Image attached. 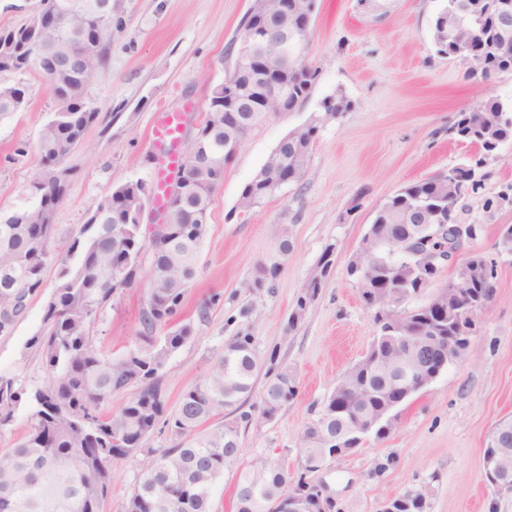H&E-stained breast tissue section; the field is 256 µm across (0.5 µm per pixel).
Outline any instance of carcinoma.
Segmentation results:
<instances>
[{
  "label": "carcinoma",
  "instance_id": "1",
  "mask_svg": "<svg viewBox=\"0 0 512 512\" xmlns=\"http://www.w3.org/2000/svg\"><path fill=\"white\" fill-rule=\"evenodd\" d=\"M459 0H440L433 21L437 53L458 57L456 42L439 37L440 16L453 12ZM499 0H486V15L468 22L474 42L485 44L487 69L477 75L484 82L496 74L512 71L500 57L512 54V40L498 38L495 30ZM97 27V39L110 45L112 17L74 14L63 23L36 30L32 23L0 28V72L29 69L27 45L39 40L42 53H61L60 44L86 36ZM307 81L288 77L284 88L290 108L304 102L315 83L316 70ZM56 93H66L71 85L88 77L73 69L48 76ZM11 86L0 84V118L23 112L7 97ZM206 120L189 142L188 158L177 171L180 196L171 203L167 238L172 250H149L137 235L138 215L145 208L149 190L141 180L115 187L92 211L80 236L59 247L57 229L45 223V212L58 210L67 197L69 181L44 188L30 184L29 192L13 207L14 220H0V335L12 333L27 313L31 300L45 286L50 257L61 255V269L55 292L45 306L44 332L30 339L39 353L48 382L28 393L15 387L10 378L0 376V427L12 421L21 402L30 408L31 426L12 450L0 457V512H103L114 449L122 457L142 450L145 438L158 423L170 429L177 443L161 450L147 449L149 460L128 497L126 512H210L211 491L224 470L240 463L239 438L230 442L224 425L204 429L206 422L240 409L252 392L257 361L252 338L237 336L224 346L206 377L185 391L175 410L166 413L159 372L168 357L192 336V326L176 319L187 288L196 276L201 245L208 228L214 187L224 177V140L230 129L224 126V85L213 88ZM512 103L491 97L477 107L457 113L450 132L458 140L475 144L480 157L468 166L455 168L463 185L454 200L459 206L469 192L485 179H472V168H484L499 146L512 140ZM98 119L97 110L85 98L67 112H54L41 130L37 152L40 165L51 170L66 162L68 147H76ZM315 130L303 137H286L277 146L282 166L293 169L308 162ZM436 175L403 187L377 209L372 223L385 246L371 257L373 267L391 262L394 242L415 230L403 222L413 205L430 198L440 187ZM282 190L277 175L269 173L261 181H251L244 191L261 205ZM291 244L288 228L279 230L278 246L268 261L259 265L254 287L262 288L276 276ZM151 251V267L146 305L140 312L135 340L123 352L114 354L98 346L92 333L97 313L120 288L134 279H116L113 268L124 263L139 270L141 253ZM393 372L391 348L376 337L368 360L351 377L354 393L343 412H336V394L323 404L318 417L305 430L301 458H309L324 448L327 432L349 427L355 413L372 412L389 405L393 396L383 380ZM139 384L141 389L117 413L101 406L112 392ZM297 391L294 374L278 372L262 394L261 415L273 418ZM288 473L268 456H258L240 468L235 492L236 512H279L278 499L284 495ZM402 512H425L427 492L410 490L402 495Z\"/></svg>",
  "mask_w": 512,
  "mask_h": 512
}]
</instances>
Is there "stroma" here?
<instances>
[{"mask_svg":"<svg viewBox=\"0 0 512 512\" xmlns=\"http://www.w3.org/2000/svg\"><path fill=\"white\" fill-rule=\"evenodd\" d=\"M249 0H112V43L106 65L86 95L97 123L69 156L67 199L55 216L58 240L80 234L89 213L117 185L151 183L159 164L150 129L155 112L184 111L191 125L206 115L212 89L233 65L232 48ZM439 0H316L307 60L317 71L309 98L252 131L213 193L208 233L195 279L178 314L191 338L160 373L168 406L200 382L234 336L250 334L259 366L254 391L232 418L243 460L277 459L289 479L300 474V440L324 401L366 354L377 334L375 313L360 298L347 264L379 206L401 187L468 162L474 155L449 131L458 112L497 96L512 100V72L488 82L468 78L458 58L438 55L431 23ZM0 83L28 91V111L0 120V208L17 203L39 169L36 146L56 100L37 70L2 72ZM340 92L350 107L321 124L306 171L295 184L249 210L243 186L291 131L308 124L324 97ZM482 185L458 213L479 225L461 255L479 253L496 267L493 296L475 319L461 358L398 410L391 433L329 459L308 480L330 512H384L420 487L427 512H512V492H497L483 472L485 438L512 419V249L501 231L512 226V141L490 157ZM287 226L292 248L277 277L253 285L258 264L274 254ZM333 265L297 323L289 318L319 272L326 248ZM215 297L207 312L201 303ZM144 288L117 290L95 322L99 346L116 350L139 329ZM44 298L34 299L11 335L0 336V376L26 389L47 374L29 348L43 328ZM295 374L296 397L272 419L259 414L269 367ZM147 456L112 467L104 512H125Z\"/></svg>","mask_w":512,"mask_h":512,"instance_id":"obj_1","label":"stroma"}]
</instances>
